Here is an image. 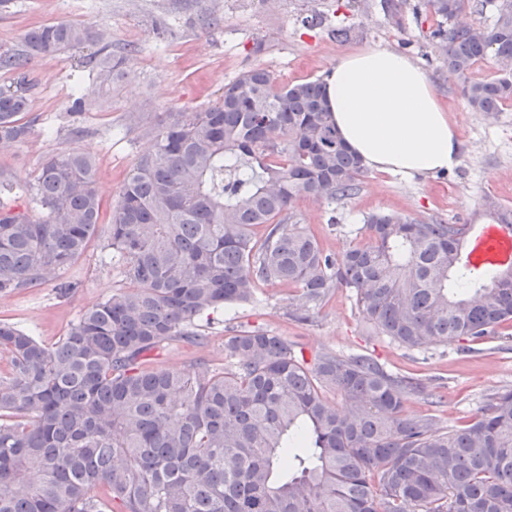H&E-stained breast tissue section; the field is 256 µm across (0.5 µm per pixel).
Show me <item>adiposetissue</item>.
<instances>
[{
    "label": "adipose tissue",
    "mask_w": 512,
    "mask_h": 512,
    "mask_svg": "<svg viewBox=\"0 0 512 512\" xmlns=\"http://www.w3.org/2000/svg\"><path fill=\"white\" fill-rule=\"evenodd\" d=\"M336 129L366 166L429 174L460 162L461 142L427 74L404 56L367 48L325 78Z\"/></svg>",
    "instance_id": "ef3b65f1"
}]
</instances>
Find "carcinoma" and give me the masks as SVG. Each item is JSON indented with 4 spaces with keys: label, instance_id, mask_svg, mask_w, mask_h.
I'll return each instance as SVG.
<instances>
[{
    "label": "carcinoma",
    "instance_id": "carcinoma-1",
    "mask_svg": "<svg viewBox=\"0 0 512 512\" xmlns=\"http://www.w3.org/2000/svg\"><path fill=\"white\" fill-rule=\"evenodd\" d=\"M422 6L466 106L501 111L512 101V0ZM470 11L488 24L462 23ZM95 38L92 23L57 22L0 48V70L19 77L0 88V146L29 134L30 62ZM484 61L496 76L470 80ZM125 62L101 48L86 64L110 85ZM152 134L107 210L81 150L45 159L32 184L0 174L1 189L39 210L0 209L1 297L74 264L102 224L131 284L52 345L0 320V512H512V388L445 429L404 413L411 396H431L417 378L364 355L310 365L279 336L232 327L221 367H143L165 343L202 344L195 319L251 303L261 282L296 288L288 315L299 321L345 287L366 322L409 349L483 340L512 322V263L471 261L470 224L397 212L367 215L364 242L325 252L293 205L353 195L366 167L337 135L318 80L280 85L253 67L215 104L172 111ZM484 216L512 230V207L497 198Z\"/></svg>",
    "mask_w": 512,
    "mask_h": 512
}]
</instances>
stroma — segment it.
<instances>
[{"label":"stroma","instance_id":"1","mask_svg":"<svg viewBox=\"0 0 512 512\" xmlns=\"http://www.w3.org/2000/svg\"><path fill=\"white\" fill-rule=\"evenodd\" d=\"M418 2L406 0L398 28L389 23L382 0H8L0 7V45H20L35 26L97 23L106 28L103 44L128 54L129 75L102 89L84 68L82 52L35 58L28 71L31 133L23 143L0 150V172L23 184L33 180L45 157L79 149L95 157L98 190L108 207L168 111L216 103L225 83L255 66L283 84L320 80L346 53L379 47L426 71L456 126L461 161L432 175L367 171L348 198L299 201L296 221L310 226L324 251L335 255L353 244V229L370 213L482 226L485 196L512 205V102L493 116L466 107L457 76L434 51L435 18L413 15ZM315 15L322 26H303L304 18ZM339 22L351 27L347 41H337L333 33ZM103 246V239H95L73 266L41 287L0 301V320L46 344L57 342L84 310L127 286L120 267L104 261ZM67 280L82 286L64 299L56 286ZM289 294L287 285L259 284L254 303L197 319L205 347L165 344L148 354V367L220 364L225 331L232 325L282 337L309 362L324 353L364 354L391 374L423 379L433 397H411L405 412L431 416L443 428L468 423L495 393L512 388V322L467 346L451 340L408 349L362 319L349 289H336L309 322L289 317Z\"/></svg>","mask_w":512,"mask_h":512}]
</instances>
